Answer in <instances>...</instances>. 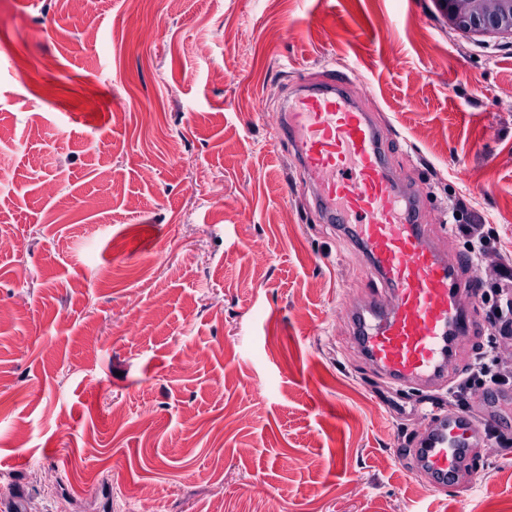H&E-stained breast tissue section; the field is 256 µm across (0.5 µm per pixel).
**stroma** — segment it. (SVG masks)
<instances>
[{
  "label": "stroma",
  "instance_id": "35a3bbf8",
  "mask_svg": "<svg viewBox=\"0 0 512 512\" xmlns=\"http://www.w3.org/2000/svg\"><path fill=\"white\" fill-rule=\"evenodd\" d=\"M335 71L426 223L457 203L492 227L473 273L496 282L506 40L445 29L432 0H0V503L138 512L147 487L155 512H512L511 428L467 489L397 458L418 391L380 379L343 314L384 286L275 126L289 88Z\"/></svg>",
  "mask_w": 512,
  "mask_h": 512
}]
</instances>
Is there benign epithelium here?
<instances>
[{
	"label": "benign epithelium",
	"mask_w": 512,
	"mask_h": 512,
	"mask_svg": "<svg viewBox=\"0 0 512 512\" xmlns=\"http://www.w3.org/2000/svg\"><path fill=\"white\" fill-rule=\"evenodd\" d=\"M450 30L512 39V0H432Z\"/></svg>",
	"instance_id": "7a95c632"
}]
</instances>
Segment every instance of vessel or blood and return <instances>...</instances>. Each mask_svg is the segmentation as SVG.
Returning a JSON list of instances; mask_svg holds the SVG:
<instances>
[{
  "label": "vessel or blood",
  "instance_id": "obj_1",
  "mask_svg": "<svg viewBox=\"0 0 512 512\" xmlns=\"http://www.w3.org/2000/svg\"><path fill=\"white\" fill-rule=\"evenodd\" d=\"M345 85L340 75L302 85L288 99L285 132L315 179V208L342 226L370 277L389 292L349 312L354 345L392 384L438 390L449 381L460 338L477 329L457 298L476 280L458 256L429 246L433 227L421 220L419 190L392 177L381 129ZM507 400L500 390L477 394L479 425L464 412L437 414L413 447L400 449V461L427 471L436 489L460 485L483 427L501 426Z\"/></svg>",
  "mask_w": 512,
  "mask_h": 512
}]
</instances>
